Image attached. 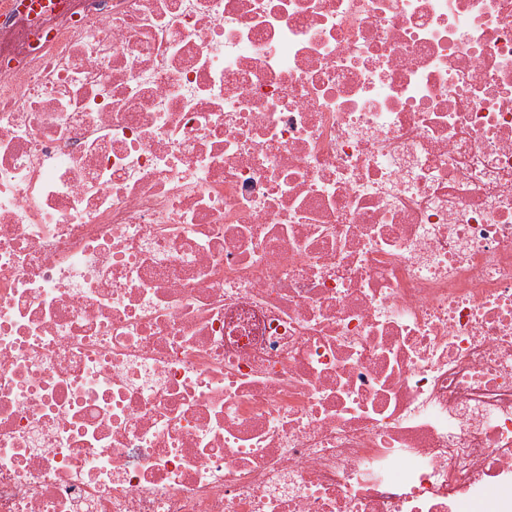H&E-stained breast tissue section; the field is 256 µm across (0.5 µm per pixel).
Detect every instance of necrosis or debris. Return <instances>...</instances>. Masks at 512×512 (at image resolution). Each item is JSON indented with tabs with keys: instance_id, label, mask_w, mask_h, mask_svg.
<instances>
[{
	"instance_id": "1",
	"label": "necrosis or debris",
	"mask_w": 512,
	"mask_h": 512,
	"mask_svg": "<svg viewBox=\"0 0 512 512\" xmlns=\"http://www.w3.org/2000/svg\"><path fill=\"white\" fill-rule=\"evenodd\" d=\"M512 512V0H0V512Z\"/></svg>"
}]
</instances>
